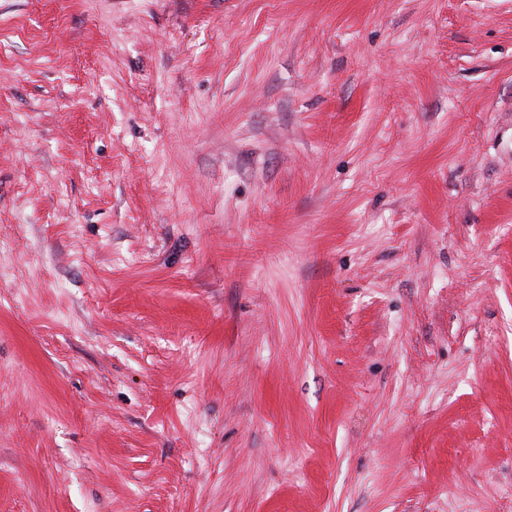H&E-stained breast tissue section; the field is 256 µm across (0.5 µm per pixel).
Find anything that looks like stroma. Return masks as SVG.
<instances>
[{
	"label": "stroma",
	"mask_w": 512,
	"mask_h": 512,
	"mask_svg": "<svg viewBox=\"0 0 512 512\" xmlns=\"http://www.w3.org/2000/svg\"><path fill=\"white\" fill-rule=\"evenodd\" d=\"M512 504V0H0V512Z\"/></svg>",
	"instance_id": "obj_1"
}]
</instances>
